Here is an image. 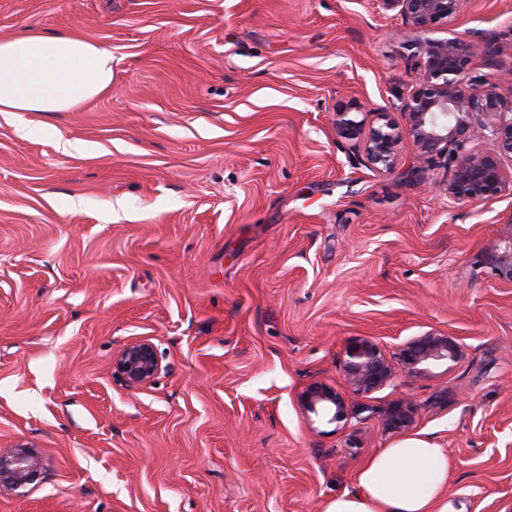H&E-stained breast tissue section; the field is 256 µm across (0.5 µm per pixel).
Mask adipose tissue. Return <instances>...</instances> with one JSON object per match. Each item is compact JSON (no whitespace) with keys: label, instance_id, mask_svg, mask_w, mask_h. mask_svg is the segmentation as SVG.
<instances>
[{"label":"adipose tissue","instance_id":"ef3b65f1","mask_svg":"<svg viewBox=\"0 0 512 512\" xmlns=\"http://www.w3.org/2000/svg\"><path fill=\"white\" fill-rule=\"evenodd\" d=\"M112 89V53L82 36L38 28L0 38V113L73 112ZM356 492L324 512H467L448 492V452L419 435L371 456Z\"/></svg>","mask_w":512,"mask_h":512}]
</instances>
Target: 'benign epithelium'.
I'll use <instances>...</instances> for the list:
<instances>
[{
  "instance_id": "1",
  "label": "benign epithelium",
  "mask_w": 512,
  "mask_h": 512,
  "mask_svg": "<svg viewBox=\"0 0 512 512\" xmlns=\"http://www.w3.org/2000/svg\"><path fill=\"white\" fill-rule=\"evenodd\" d=\"M398 10L405 26L419 35L411 55V69L418 78L405 99L400 126L390 112L376 113L379 124L365 128L348 114L359 111L351 103L336 110V128L347 139L360 141L364 161L377 169L394 167L404 136L412 140L420 159H444L448 168V196L458 201L489 199L512 194V176L503 171L500 156L512 157V97L498 92L496 83L477 73L478 67H498L493 37L479 35L465 41L457 37L432 38L439 26L459 16L464 0H382ZM489 138L495 151H475V141ZM485 264L496 278L512 282V238L495 245ZM461 354L457 339L442 333H426L402 346L398 362L388 358L382 346L370 337L352 341L345 350L344 372L353 394L360 396L390 383L396 366L418 374L429 366L455 362ZM114 369L130 388L150 383L161 363L149 339L130 342L112 360ZM307 416L342 422L365 406H355L326 384L312 383L297 397ZM382 429L401 436L413 425L410 403L400 398L381 413ZM38 462L20 449L0 454V482L13 488L33 482Z\"/></svg>"
}]
</instances>
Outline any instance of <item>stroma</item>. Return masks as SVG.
I'll use <instances>...</instances> for the list:
<instances>
[{
	"mask_svg": "<svg viewBox=\"0 0 512 512\" xmlns=\"http://www.w3.org/2000/svg\"><path fill=\"white\" fill-rule=\"evenodd\" d=\"M112 52V90L75 112L0 114V452L41 477L0 512H324L397 439L412 404L448 450L469 512H512V283L484 252L512 195L459 203L403 139L364 164L336 111L392 112L416 82L412 33L382 0H0L26 25ZM495 37L512 0H465L437 38ZM427 332L461 356L398 370L340 423L307 418L321 382L350 396L347 345L395 356ZM151 339L161 371L112 372ZM112 369L130 388L147 385L161 370L156 346L150 339H140L126 344L113 357ZM380 423L382 429L391 435H404L413 425L412 408L410 403L400 398L381 413Z\"/></svg>",
	"mask_w": 512,
	"mask_h": 512,
	"instance_id": "35a3bbf8",
	"label": "stroma"
}]
</instances>
